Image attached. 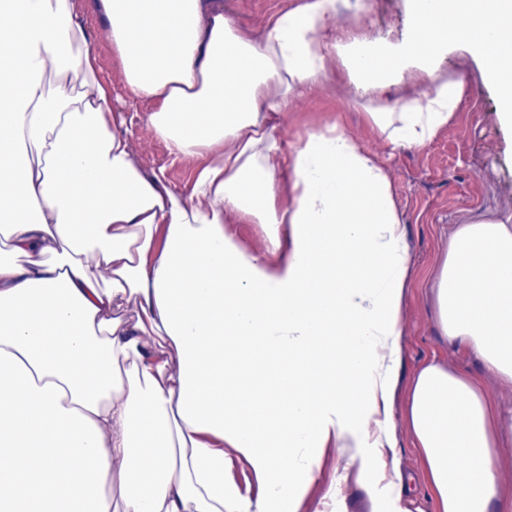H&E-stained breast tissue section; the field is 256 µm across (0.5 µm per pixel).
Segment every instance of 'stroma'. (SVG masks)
<instances>
[{
	"instance_id": "35a3bbf8",
	"label": "stroma",
	"mask_w": 512,
	"mask_h": 512,
	"mask_svg": "<svg viewBox=\"0 0 512 512\" xmlns=\"http://www.w3.org/2000/svg\"><path fill=\"white\" fill-rule=\"evenodd\" d=\"M223 2L226 16L239 27L258 32L289 0ZM367 3L359 26L368 38L396 43L408 35L406 0ZM88 47L96 58V77L111 89L112 108L125 122L136 163L146 174H163L175 192L190 195L197 165L175 160L165 142L150 131L147 120L154 105L130 93L111 44L94 36ZM440 70L445 77L463 79L466 90L454 118L424 146L392 149L364 121L354 85L336 72L291 102L276 133L283 156L289 157L307 132L337 124L378 155L391 173L412 254L402 307L400 383L392 413L396 455L404 474L399 501L403 512H438L419 452L403 422L411 382L423 365L435 359L469 375L500 401L504 420L512 419V386L489 378L472 351L443 338L433 288L455 229L512 209V129L498 120V88L483 84L479 63L463 43L449 44ZM358 454L350 443L323 449L320 467L302 500L283 498L275 512H386V481L376 464L363 469L352 464Z\"/></svg>"
}]
</instances>
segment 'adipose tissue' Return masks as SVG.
I'll use <instances>...</instances> for the list:
<instances>
[{"instance_id":"1","label":"adipose tissue","mask_w":512,"mask_h":512,"mask_svg":"<svg viewBox=\"0 0 512 512\" xmlns=\"http://www.w3.org/2000/svg\"><path fill=\"white\" fill-rule=\"evenodd\" d=\"M349 3L365 6L292 0L256 36L215 0H95L127 87L156 105L155 135L175 159L209 158L184 196L135 163L76 0H0V101L11 107L0 121V372L25 383L0 388V512H273L310 482L323 448L370 421L364 445L387 467L411 267L393 181L335 124L307 132L279 180L274 119L338 62L391 147L423 146L463 97V81L438 72L456 38L512 126V50L471 33L512 25V0H409L415 25L396 45L335 36ZM413 68L425 90L388 103ZM237 224L265 225L261 250L236 242ZM435 288L444 336L512 383V214L461 225ZM340 326L376 349L356 408L332 393L302 400L281 439L226 414L225 337H260L236 358L242 370L276 344L289 375L306 379L333 374L327 339ZM405 420L440 512H504L500 431L480 384L430 362ZM237 459L257 496L228 483Z\"/></svg>"}]
</instances>
